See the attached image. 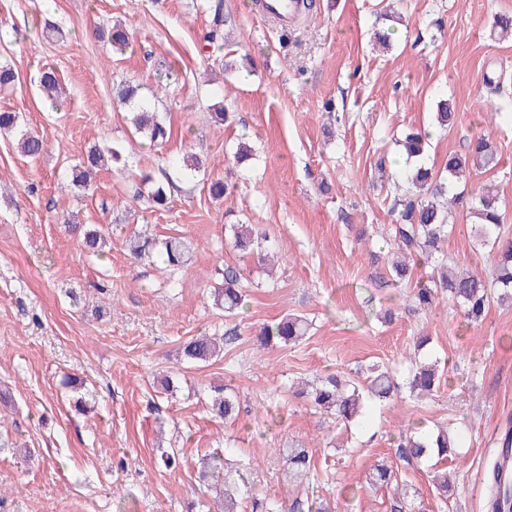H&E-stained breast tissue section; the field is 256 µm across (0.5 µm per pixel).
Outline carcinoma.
<instances>
[{"label":"carcinoma","mask_w":512,"mask_h":512,"mask_svg":"<svg viewBox=\"0 0 512 512\" xmlns=\"http://www.w3.org/2000/svg\"><path fill=\"white\" fill-rule=\"evenodd\" d=\"M210 31L207 39L217 42L223 38L224 12L222 0L210 6ZM99 38L104 39L115 52H124L129 46V35L120 26L101 30ZM41 91L48 96L58 93L61 80L55 69H43L38 78ZM123 104L130 107V123L134 132L152 144L162 143L170 131L165 118L148 101L139 96L138 88L129 87L121 95ZM428 132H410L399 145L406 151V160L415 161L412 172L407 176L409 188L402 198L396 200L401 206L400 218L395 226L394 249L400 260L392 263L390 276L395 284H408L412 267L434 263L437 274L426 280H418L410 289V298L415 310H427L438 298H446L459 307L467 326L481 321L485 310L492 303L512 306V226L505 223V215L498 205L497 197L491 191L477 196L452 194L454 202L463 210L474 215L472 224L475 242L480 247L495 251L497 264L481 273L460 274L448 265L444 244L448 239V218L440 204V198L448 195L449 186L471 172L490 171L497 165L496 154L489 141L482 135L469 141L463 154H452L441 170H434L422 163ZM19 148L28 157H36L44 151V141L32 132L20 134ZM116 165L121 161V151L116 148L92 147L83 162L73 169L71 184L87 189L90 186V172L99 170L107 162ZM233 247L244 253L257 252L259 261H264V233L251 224L230 226ZM106 246L101 232L87 230L80 238V247L88 254L99 255ZM134 260L152 262L159 259L174 274L187 266L195 253V245L185 237H168L158 241L148 235H139L130 241ZM224 285L214 290L215 305L228 314L234 313L244 304L240 273L231 267L224 269ZM309 330L307 318L287 315L263 326L257 336L263 346L290 345L301 341ZM224 350V339L199 336L183 346V355L193 361L206 363L219 356ZM366 385L338 375H327L321 384L308 392L311 403L334 416L339 421L357 424L365 421L369 412V401L388 400L397 389L394 375L385 366L372 365L366 373ZM439 384L438 363L420 362L410 369L406 385L409 397L419 399L436 391ZM212 413L226 419L238 411L237 401L229 391L215 390L211 405ZM457 437L441 428L433 429L423 421H416L401 431L395 446L400 456L408 460H422L432 456L440 460L448 457V449L456 447ZM512 448V428L506 427L501 442V451L490 463L485 488L489 512H512V486L502 483L501 471ZM287 465L288 479L301 483L309 480L311 456L306 448L279 449ZM201 482H210L217 487L229 482L225 471L224 456L212 454L200 472ZM289 512H336L326 499L313 500L306 504L294 502Z\"/></svg>","instance_id":"1"}]
</instances>
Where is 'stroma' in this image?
<instances>
[{
  "instance_id": "35a3bbf8",
  "label": "stroma",
  "mask_w": 512,
  "mask_h": 512,
  "mask_svg": "<svg viewBox=\"0 0 512 512\" xmlns=\"http://www.w3.org/2000/svg\"><path fill=\"white\" fill-rule=\"evenodd\" d=\"M229 47L206 45L214 0H0V61L19 75L0 90V108L18 112L17 131L0 135V512H222L198 478L199 460L219 450L252 498L291 504L327 499L339 512H391L397 487L423 512H488L486 467L512 422V307L492 305L478 325L463 324L448 300L411 312L408 291L388 286V244L399 211L396 189L410 169L400 139L431 133L427 164L488 135L495 169L471 175L459 190L492 185L512 225V39L492 35L512 0H314L309 16L282 29L256 0H221ZM121 23L130 35L113 53L96 31ZM390 30L389 48L373 33ZM249 56L252 69L224 74V55ZM54 67L66 89L51 105L38 72ZM501 78L492 99L484 74ZM158 90L171 128L150 145L135 135L118 85ZM455 112L450 130L434 125L440 100ZM335 104L334 113L323 109ZM232 112L212 123L215 104ZM45 151L17 149L21 132ZM255 148L249 166L224 156L238 139ZM121 147L125 169H105L90 189L71 174L91 146ZM202 146L206 172L184 177L190 146ZM387 158L390 185H374ZM163 184L169 206L154 208L142 174ZM235 189L223 200L209 180ZM327 182L329 193L318 189ZM471 218L457 214L449 263L484 271L493 253L478 247ZM101 231V255L84 253L67 224ZM233 224H258L275 241L279 267L267 277L256 258L229 242ZM180 235L198 249L170 275L162 263H136L127 240ZM246 278V304L227 316L213 304L223 268ZM304 315L300 342L263 348L264 323ZM225 336L221 358L184 361L182 346L200 335ZM441 360L440 385L422 401L398 396L375 405L364 426L337 422L291 391L293 383L372 364L404 381L405 354L417 337ZM168 375L174 392L160 393ZM230 385L241 411L225 421L210 412L211 389ZM422 420L463 433L449 456V497L438 495L431 461L399 459L393 438ZM308 448L309 482H289L279 448ZM36 449L23 461L20 451ZM178 451L177 467L159 466ZM394 472L391 487H371L369 469ZM358 488L342 500L343 486Z\"/></svg>"
}]
</instances>
